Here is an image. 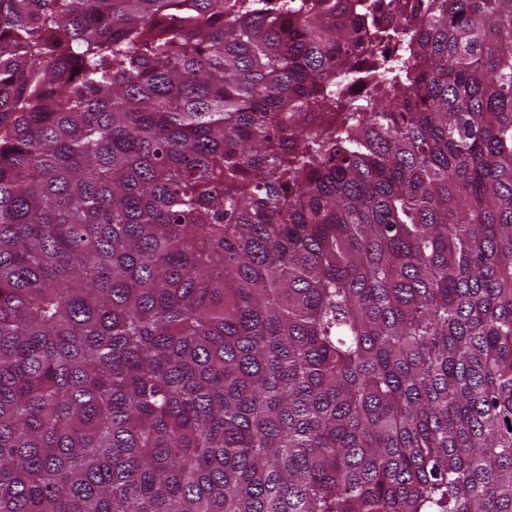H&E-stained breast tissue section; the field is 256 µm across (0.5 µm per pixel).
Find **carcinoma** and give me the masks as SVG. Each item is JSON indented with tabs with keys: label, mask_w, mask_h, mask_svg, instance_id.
Here are the masks:
<instances>
[{
	"label": "carcinoma",
	"mask_w": 512,
	"mask_h": 512,
	"mask_svg": "<svg viewBox=\"0 0 512 512\" xmlns=\"http://www.w3.org/2000/svg\"><path fill=\"white\" fill-rule=\"evenodd\" d=\"M0 512H512V0H0Z\"/></svg>",
	"instance_id": "cac0c4a2"
}]
</instances>
